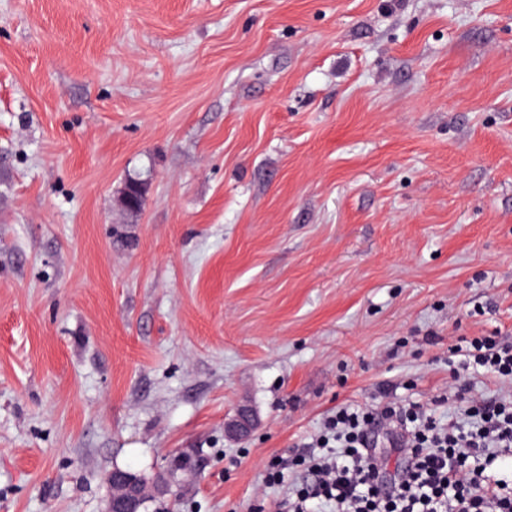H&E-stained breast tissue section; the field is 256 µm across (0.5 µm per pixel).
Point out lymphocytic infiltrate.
Returning <instances> with one entry per match:
<instances>
[{
  "mask_svg": "<svg viewBox=\"0 0 512 512\" xmlns=\"http://www.w3.org/2000/svg\"><path fill=\"white\" fill-rule=\"evenodd\" d=\"M467 368L512 381V346L471 341ZM464 421L438 422L428 409L341 407L323 424L296 497L278 512H512V393L463 399ZM384 433L404 466L391 474L371 446Z\"/></svg>",
  "mask_w": 512,
  "mask_h": 512,
  "instance_id": "1",
  "label": "lymphocytic infiltrate"
}]
</instances>
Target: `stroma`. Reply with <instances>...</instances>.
<instances>
[{"mask_svg": "<svg viewBox=\"0 0 512 512\" xmlns=\"http://www.w3.org/2000/svg\"><path fill=\"white\" fill-rule=\"evenodd\" d=\"M477 336L512 344V0H0V512L184 450L175 512H272L337 407L503 389ZM255 426L256 418L252 413L238 410L234 417L225 421L224 434L225 437L234 440L244 439L248 435H251Z\"/></svg>", "mask_w": 512, "mask_h": 512, "instance_id": "obj_1", "label": "stroma"}]
</instances>
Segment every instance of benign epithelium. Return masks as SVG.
I'll list each match as a JSON object with an SVG mask.
<instances>
[{"label":"benign epithelium","mask_w":512,"mask_h":512,"mask_svg":"<svg viewBox=\"0 0 512 512\" xmlns=\"http://www.w3.org/2000/svg\"><path fill=\"white\" fill-rule=\"evenodd\" d=\"M256 426V418L253 414L242 410L224 423L226 437L240 440L250 435ZM179 462L170 460L167 462V471H161L157 476L148 481L142 476L122 470L114 469L109 474L110 497L106 512H144L143 505L164 500L172 504L179 491V484L175 479Z\"/></svg>","instance_id":"benign-epithelium-1"}]
</instances>
